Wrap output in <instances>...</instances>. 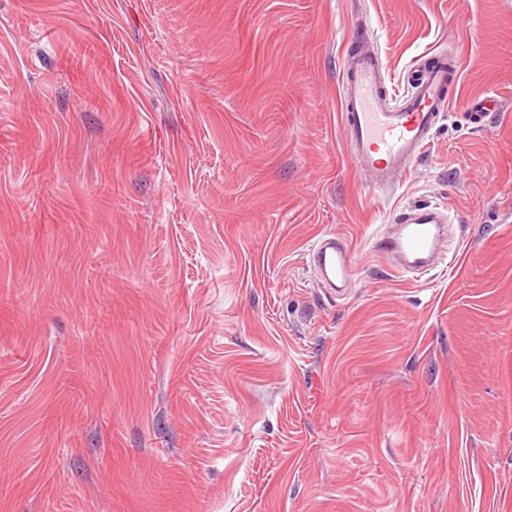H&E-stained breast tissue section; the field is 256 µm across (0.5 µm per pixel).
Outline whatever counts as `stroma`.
I'll return each instance as SVG.
<instances>
[{"instance_id": "stroma-1", "label": "stroma", "mask_w": 512, "mask_h": 512, "mask_svg": "<svg viewBox=\"0 0 512 512\" xmlns=\"http://www.w3.org/2000/svg\"><path fill=\"white\" fill-rule=\"evenodd\" d=\"M353 44L396 96L461 66L388 195ZM424 203L450 261L407 277L370 248ZM0 512H512V0H0ZM455 57L417 60L407 72L410 93L394 102L380 58L363 48L344 58L340 117L351 161L368 174L374 190L388 193L432 141L460 85ZM310 259L327 288L343 291L352 288L355 261L347 241L336 234L321 237L310 252Z\"/></svg>"}]
</instances>
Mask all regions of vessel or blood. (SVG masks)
<instances>
[{
	"instance_id": "vessel-or-blood-1",
	"label": "vessel or blood",
	"mask_w": 512,
	"mask_h": 512,
	"mask_svg": "<svg viewBox=\"0 0 512 512\" xmlns=\"http://www.w3.org/2000/svg\"><path fill=\"white\" fill-rule=\"evenodd\" d=\"M460 77L454 57L416 61L407 72L411 91L396 101L388 93L386 71L375 53L360 48L345 57L339 99L346 146L351 161L371 177L376 191H393L411 171L455 99ZM448 222L446 211L436 205L402 208L389 229L375 235L373 248L395 258L399 274L430 270ZM310 259L326 287H352L355 261L343 237H321Z\"/></svg>"
}]
</instances>
